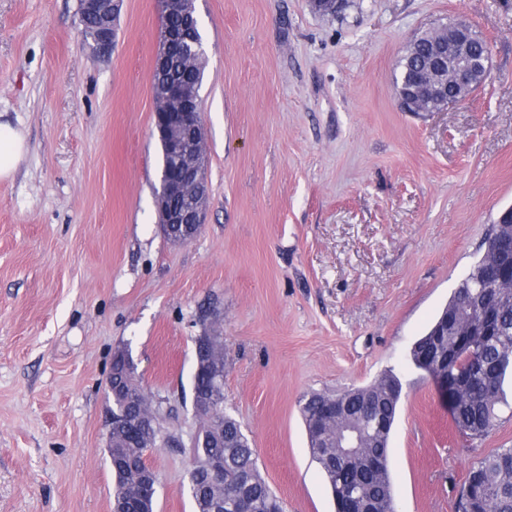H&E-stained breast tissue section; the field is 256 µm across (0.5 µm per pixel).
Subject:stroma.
<instances>
[{
	"label": "stroma",
	"instance_id": "35a3bbf8",
	"mask_svg": "<svg viewBox=\"0 0 512 512\" xmlns=\"http://www.w3.org/2000/svg\"><path fill=\"white\" fill-rule=\"evenodd\" d=\"M78 0H0V118L27 137L0 179V512H111L116 349L189 441L200 307L223 321L224 412L284 512H334L298 401L371 383L404 394L395 512H456L469 469L512 448V384L470 441L408 360L512 205V0H196L210 188L184 244L158 227L155 0H124L110 54ZM465 20L491 75L445 112H403L393 76L420 32ZM146 462L154 512H193L187 449Z\"/></svg>",
	"mask_w": 512,
	"mask_h": 512
}]
</instances>
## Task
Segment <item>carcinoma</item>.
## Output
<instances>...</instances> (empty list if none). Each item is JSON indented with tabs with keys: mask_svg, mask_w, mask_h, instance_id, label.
<instances>
[{
	"mask_svg": "<svg viewBox=\"0 0 512 512\" xmlns=\"http://www.w3.org/2000/svg\"><path fill=\"white\" fill-rule=\"evenodd\" d=\"M82 34L94 50L102 48L99 22L93 15L80 21ZM433 44L432 32L415 37L398 62L395 82L405 75L418 74ZM205 56L190 59L184 44L170 47L168 76L181 83L204 80ZM512 242V224H494L485 241L482 256L470 267L448 305L423 336L412 345L409 359L415 368L428 371L424 349L438 341L448 352V376L465 379L457 392L456 408L451 410L458 432L480 438L487 435L498 419L504 403L503 382L512 370V254L501 248ZM403 384L391 371L383 373L363 388L334 393H311L299 401L306 425L312 460L323 472L331 489L335 512L344 503L361 497L371 512H394L393 490L388 468V443L398 412ZM144 387L138 377L130 376L112 390V412L123 414L124 428L112 431L113 497L137 500L132 512H154L156 491L140 483L136 465H145L146 453L161 442L159 417L143 410ZM341 397L355 417L365 447L351 467L338 465L341 449L336 437L346 426L324 415L334 397ZM211 447L197 454L188 472V487L195 512H212L222 502L220 512H237L240 486H245L251 512H282L279 500L260 474L253 448L240 423L220 414L200 417ZM382 458L381 465L370 470L364 461ZM224 463V482L210 481L211 457ZM457 512H512V448H504L473 466L466 477Z\"/></svg>",
	"mask_w": 512,
	"mask_h": 512,
	"instance_id": "obj_1",
	"label": "carcinoma"
}]
</instances>
